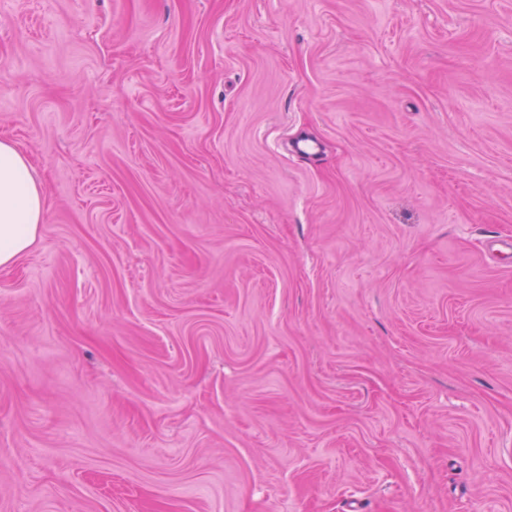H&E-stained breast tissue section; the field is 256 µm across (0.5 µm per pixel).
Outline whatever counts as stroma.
<instances>
[{"mask_svg": "<svg viewBox=\"0 0 512 512\" xmlns=\"http://www.w3.org/2000/svg\"><path fill=\"white\" fill-rule=\"evenodd\" d=\"M0 138V512H512V0H0ZM45 196L29 158L0 140V266L12 264L37 239Z\"/></svg>", "mask_w": 512, "mask_h": 512, "instance_id": "35a3bbf8", "label": "stroma"}]
</instances>
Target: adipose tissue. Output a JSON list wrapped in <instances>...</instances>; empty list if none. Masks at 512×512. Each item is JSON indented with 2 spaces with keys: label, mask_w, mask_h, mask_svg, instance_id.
<instances>
[{
  "label": "adipose tissue",
  "mask_w": 512,
  "mask_h": 512,
  "mask_svg": "<svg viewBox=\"0 0 512 512\" xmlns=\"http://www.w3.org/2000/svg\"><path fill=\"white\" fill-rule=\"evenodd\" d=\"M45 196L29 158L0 140V266L12 264L36 240Z\"/></svg>",
  "instance_id": "obj_1"
}]
</instances>
